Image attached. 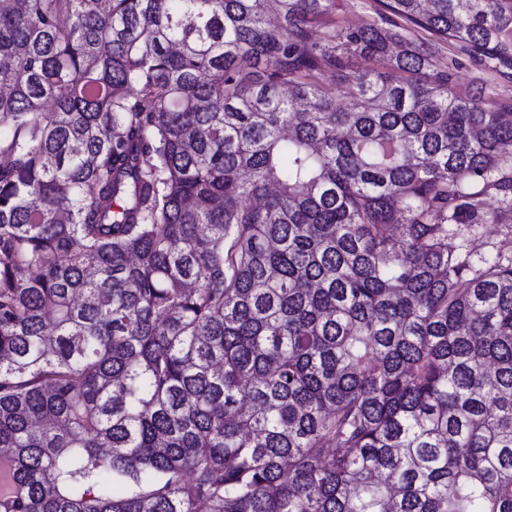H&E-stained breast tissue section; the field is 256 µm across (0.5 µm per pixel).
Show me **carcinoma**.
<instances>
[{"label": "carcinoma", "instance_id": "carcinoma-1", "mask_svg": "<svg viewBox=\"0 0 512 512\" xmlns=\"http://www.w3.org/2000/svg\"><path fill=\"white\" fill-rule=\"evenodd\" d=\"M275 2L0 0V512H512V0ZM338 16L347 27H358L378 19L380 8L377 0H340ZM437 56L445 62L453 63V70L461 83L472 84L475 80L496 85L499 93L498 100L512 102V80L501 78L493 71L483 68L468 54L460 51L455 45L448 42H435ZM502 199L498 196L488 200L490 210L504 211L500 223L450 224L448 247L462 256L470 253V260L477 263L481 257L494 255L501 244L512 242V217L508 211L511 195L505 202Z\"/></svg>", "mask_w": 512, "mask_h": 512}]
</instances>
